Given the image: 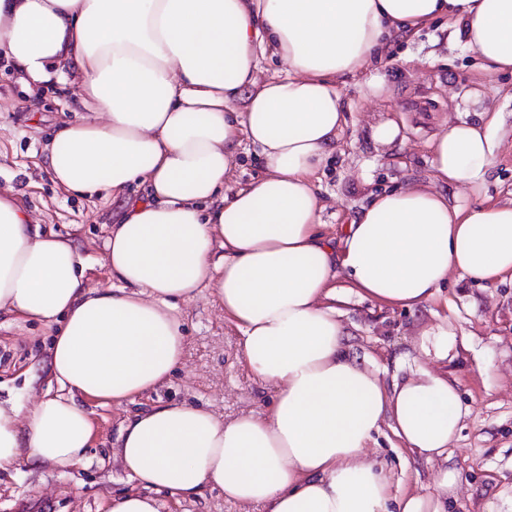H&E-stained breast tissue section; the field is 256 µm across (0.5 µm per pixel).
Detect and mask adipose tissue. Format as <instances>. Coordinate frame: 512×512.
Wrapping results in <instances>:
<instances>
[{"instance_id":"1","label":"adipose tissue","mask_w":512,"mask_h":512,"mask_svg":"<svg viewBox=\"0 0 512 512\" xmlns=\"http://www.w3.org/2000/svg\"><path fill=\"white\" fill-rule=\"evenodd\" d=\"M488 74L512 72V0H0V56L26 84L70 86L84 111L43 156L65 192L108 190L106 289L88 287L72 236L41 231L0 194V313L56 326L44 369L55 393L0 405V474L80 463L93 423L84 402L153 404L119 425L133 481L108 512H160L158 493L220 490L244 512H448L445 468L464 415L456 381L433 371L456 347L425 331L384 382L353 356L336 280L405 308L430 303L457 271L512 278V202L449 203L479 190L501 139L498 115L432 141L440 188L374 194L344 229L321 232L315 184L346 122L342 82L390 40L437 18ZM282 76L264 79L258 58ZM265 173L229 188L242 145ZM146 193L130 196L133 184ZM209 293L239 335L269 408L224 419L158 399L185 357L183 304ZM402 448L442 461L434 491L394 486L366 448L382 424Z\"/></svg>"}]
</instances>
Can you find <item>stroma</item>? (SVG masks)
<instances>
[{
    "label": "stroma",
    "instance_id": "35a3bbf8",
    "mask_svg": "<svg viewBox=\"0 0 512 512\" xmlns=\"http://www.w3.org/2000/svg\"><path fill=\"white\" fill-rule=\"evenodd\" d=\"M444 22L419 31L410 41L392 42L379 70L382 86L350 80L340 87L348 111L335 151L318 172L324 204L322 221L341 236L367 205L373 188L433 182L430 142L459 119L454 92L478 89L486 106L500 113L502 141L485 188L473 193L449 187L450 200L477 204L512 201V73L486 78L476 53L447 41ZM72 94L48 86L32 95L6 60H0V189H13L28 206L34 223L57 233L74 234L86 264L89 286L108 288L112 280L102 264L112 195L93 197L62 191L43 166L42 150L59 126L77 120ZM394 120L401 141L382 145L370 133L373 124ZM341 322L350 352L367 357L370 369L391 381L395 360L425 330L447 321L458 347L451 359L436 364L455 380L466 414L448 450V465L457 474L455 498L448 512H483L487 500L512 490V281L477 283L452 272L428 307L388 306L350 291ZM187 351L162 399L213 409L232 419L240 412L266 410L269 392L249 373L236 330L209 298L200 297L183 310ZM54 329L36 322L0 317V403L29 392L46 394L49 382L39 376L27 386L26 372L46 361ZM141 397L122 407L88 402L94 436L82 462L62 470H21L0 477V512H105L108 498L130 484L112 457V444L123 418L147 408ZM371 460L384 464L403 490L428 493L440 462L415 457L401 448L389 428L369 443Z\"/></svg>",
    "mask_w": 512,
    "mask_h": 512
}]
</instances>
